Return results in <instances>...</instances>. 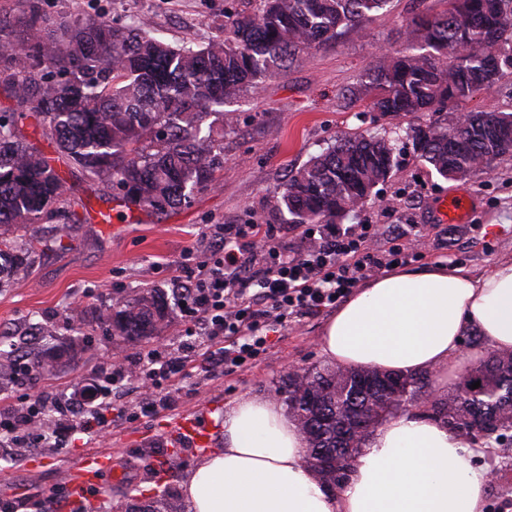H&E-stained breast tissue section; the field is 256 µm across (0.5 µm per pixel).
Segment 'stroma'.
I'll use <instances>...</instances> for the list:
<instances>
[{
	"instance_id": "35a3bbf8",
	"label": "stroma",
	"mask_w": 512,
	"mask_h": 512,
	"mask_svg": "<svg viewBox=\"0 0 512 512\" xmlns=\"http://www.w3.org/2000/svg\"><path fill=\"white\" fill-rule=\"evenodd\" d=\"M54 20L104 19L119 26L140 24L167 43L207 45L224 36L225 12H251L256 0H38ZM438 0H391L364 26L348 29L336 42L302 53L289 67L262 80L258 88L231 104L237 121L225 128L221 143L224 168L210 187L194 193L190 204L164 215L142 212L132 223L104 224L99 209L111 206L116 192L107 179L88 180L79 168L66 174L59 208L75 213L76 222L42 221L6 227L5 237L29 241L34 252L24 267L0 286V334L15 352L44 360L59 381L61 397L70 384H99V366L108 357L135 355L138 345L114 337L103 313L143 290L163 293L172 311L161 338L179 344L182 319L168 265L182 262L188 246L213 224L254 220L274 225L289 250L302 247L296 225L277 209L291 172L348 132L406 135L424 124L428 113L392 117L368 108L354 92L361 76L385 54L404 50L406 30L415 14L438 12ZM0 112L23 115L27 140L46 156L57 150L47 131L37 125L30 103L18 100L0 82ZM458 192L474 198L467 223L442 224L434 219V203ZM353 224H376L388 230L423 224L416 270L437 266L488 271L501 257L512 255V155L496 159L485 172L462 180L440 177L413 151L399 159L390 178L362 208L337 220V230ZM329 312L306 314L288 329L271 336L267 353L233 375L197 365L193 376L170 389L168 405L155 418L133 417L137 395L115 391L112 429L67 452L41 442L30 448L0 447V500L14 502L18 512H67L65 471L76 469L91 452H108L121 479L103 476L88 504L112 512L126 497H151L180 488L186 472L200 460L193 452L176 469H167L159 440L165 428L184 414L208 416L211 446L224 445V407L240 396H274L292 368L326 365L320 335ZM507 450L476 458L495 479L485 512H512V468Z\"/></svg>"
}]
</instances>
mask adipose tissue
Here are the masks:
<instances>
[{
	"label": "adipose tissue",
	"mask_w": 512,
	"mask_h": 512,
	"mask_svg": "<svg viewBox=\"0 0 512 512\" xmlns=\"http://www.w3.org/2000/svg\"><path fill=\"white\" fill-rule=\"evenodd\" d=\"M512 350V256L490 270H397L358 288L326 323L321 348L344 368L458 378L475 350ZM224 445L182 482L191 512H483L489 470L468 441L408 410L388 418L349 461V479L324 491L305 462L306 439L277 398H236Z\"/></svg>",
	"instance_id": "ef3b65f1"
}]
</instances>
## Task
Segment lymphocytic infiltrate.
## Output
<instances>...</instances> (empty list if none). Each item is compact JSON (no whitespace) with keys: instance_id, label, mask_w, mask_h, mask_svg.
I'll use <instances>...</instances> for the list:
<instances>
[{"instance_id":"obj_1","label":"lymphocytic infiltrate","mask_w":512,"mask_h":512,"mask_svg":"<svg viewBox=\"0 0 512 512\" xmlns=\"http://www.w3.org/2000/svg\"><path fill=\"white\" fill-rule=\"evenodd\" d=\"M413 241L393 236L375 247L373 225L355 224L342 232L316 234L307 227L302 235L308 244L288 253L276 228L269 224L218 226L219 245L207 260L189 266L194 248H186L185 263L171 271L172 279L190 273L181 302L183 341L180 351L154 344L136 360L106 364L101 401L81 400L78 422L59 427L57 450L68 449L75 436H100L110 431L113 388H132L144 397L140 412L157 415L156 396L175 383L190 379L194 361L223 367L233 374L264 354L269 334L287 328L295 318L336 307L361 281L405 265L418 256L416 239L423 228L412 225ZM41 414L38 405L0 407V442L39 443L32 425Z\"/></svg>"}]
</instances>
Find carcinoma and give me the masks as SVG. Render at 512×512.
Returning <instances> with one entry per match:
<instances>
[{
  "label": "carcinoma",
  "instance_id": "carcinoma-1",
  "mask_svg": "<svg viewBox=\"0 0 512 512\" xmlns=\"http://www.w3.org/2000/svg\"><path fill=\"white\" fill-rule=\"evenodd\" d=\"M390 0H260L249 15L224 23V39L174 47L142 27L108 21L60 25L36 0H16L21 30L4 38L12 20L0 16V73L19 98L36 97L60 155L88 178L112 181L126 202L162 214L216 180L224 157L214 145L210 116L234 122L224 105L298 54L336 41L369 21ZM443 9L412 19L408 46L383 55L356 94L394 116L458 108L512 70V0H440ZM418 158L445 179H462L512 155V112H468L442 126L413 130ZM399 138L351 133L312 156L280 193L290 224H334L360 208L397 165ZM64 177L19 133L12 114H0V226L38 224L60 216L54 204ZM29 247L0 241V272L26 264ZM168 306L154 291L107 314L126 340L157 336ZM480 382V387L471 388ZM304 386L298 394V386ZM429 385L424 373L404 375L358 368L307 367L282 380L280 393L307 441V463L323 486L339 488L348 461L322 467L315 448L344 444L357 453L389 417L418 404ZM431 420L486 444L512 446V351H493L465 370L448 396L431 402ZM492 417L491 429L477 422ZM364 426L361 439L346 429ZM125 512H184L168 489Z\"/></svg>",
  "mask_w": 512,
  "mask_h": 512
}]
</instances>
